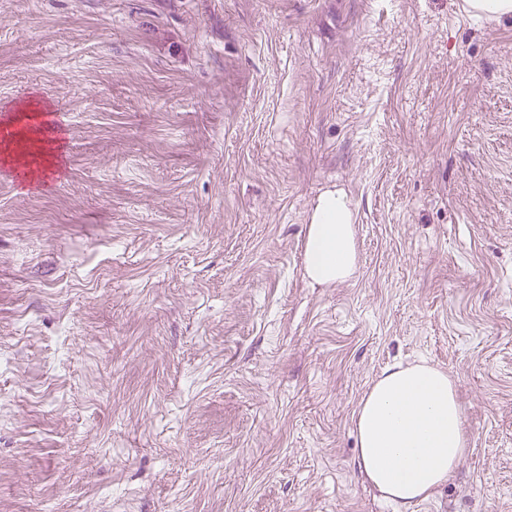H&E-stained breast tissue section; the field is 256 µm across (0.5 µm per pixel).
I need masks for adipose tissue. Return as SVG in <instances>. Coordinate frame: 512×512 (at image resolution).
Instances as JSON below:
<instances>
[{
    "instance_id": "ef3b65f1",
    "label": "adipose tissue",
    "mask_w": 512,
    "mask_h": 512,
    "mask_svg": "<svg viewBox=\"0 0 512 512\" xmlns=\"http://www.w3.org/2000/svg\"><path fill=\"white\" fill-rule=\"evenodd\" d=\"M305 269L319 284L349 280L357 270L353 213L343 191L323 194L313 209ZM355 425L360 475L402 508L446 484L468 451L456 384L425 362L377 376Z\"/></svg>"
}]
</instances>
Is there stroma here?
<instances>
[{
  "mask_svg": "<svg viewBox=\"0 0 512 512\" xmlns=\"http://www.w3.org/2000/svg\"><path fill=\"white\" fill-rule=\"evenodd\" d=\"M0 512H399L354 412L452 377L469 450L408 512H512V18L462 0H0ZM343 190L358 269L312 282Z\"/></svg>",
  "mask_w": 512,
  "mask_h": 512,
  "instance_id": "obj_1",
  "label": "stroma"
}]
</instances>
